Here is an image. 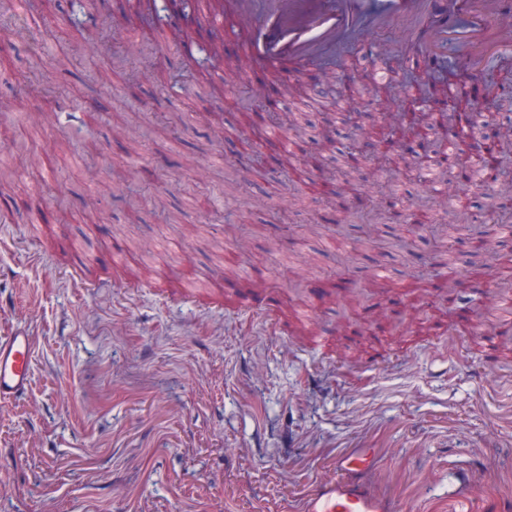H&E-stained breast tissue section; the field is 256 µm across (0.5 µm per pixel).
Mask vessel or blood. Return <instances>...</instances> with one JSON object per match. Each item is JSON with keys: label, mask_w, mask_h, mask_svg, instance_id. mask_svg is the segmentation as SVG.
Wrapping results in <instances>:
<instances>
[{"label": "vessel or blood", "mask_w": 512, "mask_h": 512, "mask_svg": "<svg viewBox=\"0 0 512 512\" xmlns=\"http://www.w3.org/2000/svg\"><path fill=\"white\" fill-rule=\"evenodd\" d=\"M228 5L249 37L248 58L285 64L293 78L304 77L306 64L339 52L365 29L395 25L422 35L423 17L444 7L442 0H190L189 13L220 35ZM469 7L474 37L461 47L459 62L474 73L484 48L512 43V26L499 21L502 0H469ZM34 353L26 327L0 337V402L28 395ZM336 471L312 484L301 512H401L398 501L375 488L377 462L370 452L354 448L338 455ZM475 480L471 467L452 469L449 500L470 498Z\"/></svg>", "instance_id": "b4317fda"}]
</instances>
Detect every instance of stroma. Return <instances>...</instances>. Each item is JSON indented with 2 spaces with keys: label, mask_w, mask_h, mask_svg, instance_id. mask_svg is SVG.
<instances>
[{
  "label": "stroma",
  "mask_w": 512,
  "mask_h": 512,
  "mask_svg": "<svg viewBox=\"0 0 512 512\" xmlns=\"http://www.w3.org/2000/svg\"><path fill=\"white\" fill-rule=\"evenodd\" d=\"M152 36L130 0H23L0 27V146H28L0 203V336L35 339L28 396L0 404V512H299L348 448L378 452L377 485L403 512H451L450 467L480 462L465 506L496 512L512 500V366L497 359L512 347V241L496 186L456 188L462 208L481 199L479 225L440 228L434 185L376 144L346 196L381 183L400 201L386 223L346 224L326 203L327 151L301 142L282 168L269 123L240 127L233 105L243 90L281 112L302 101L320 124L352 101L395 109L402 93L377 71L444 89L463 70L435 72L395 26L285 88L239 68L232 44L210 59L205 36L191 55L162 46L113 68ZM190 69L198 82H176ZM29 73L40 91L16 98ZM141 114L161 120L130 155ZM447 248L455 264L434 265ZM473 254L488 266L471 276ZM256 288L277 323L242 311Z\"/></svg>",
  "instance_id": "35a3bbf8"
}]
</instances>
